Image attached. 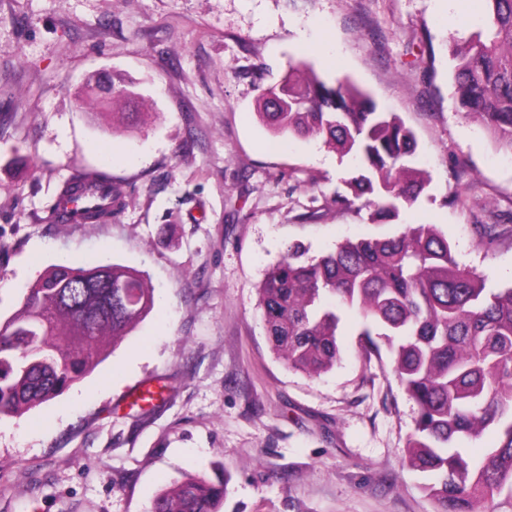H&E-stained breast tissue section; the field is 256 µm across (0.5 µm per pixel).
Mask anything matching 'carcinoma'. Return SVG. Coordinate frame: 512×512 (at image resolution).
Here are the masks:
<instances>
[{"label":"carcinoma","instance_id":"obj_1","mask_svg":"<svg viewBox=\"0 0 512 512\" xmlns=\"http://www.w3.org/2000/svg\"><path fill=\"white\" fill-rule=\"evenodd\" d=\"M481 25L453 35L457 111L480 119L512 153V0H482ZM134 84L112 78V101L133 103ZM260 120L275 134L319 138L359 167L349 194L334 203L361 202L374 224L399 218L428 184L413 164L417 142L393 112H386L348 79L331 84L303 60L261 89ZM102 202L67 211L62 201ZM47 221L100 223L121 211L126 192L104 172H74L57 191ZM289 247L259 289L268 335L288 364L308 373L339 360L340 306L360 310L378 326L394 354L400 384L419 407L408 443L412 467L430 476L424 490L435 512H480L478 504L512 495V287L489 288L485 277L459 264L434 224H409L397 236L347 240L317 260L302 262ZM112 281L113 289L85 284ZM154 289L134 268L105 264L50 266L24 293L17 314L0 320V415L30 410L58 396L106 356L145 318ZM493 427L500 438L478 461L453 447L478 440ZM224 479L191 477L157 499L153 512H219Z\"/></svg>","mask_w":512,"mask_h":512}]
</instances>
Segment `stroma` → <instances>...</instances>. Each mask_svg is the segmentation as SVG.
Returning a JSON list of instances; mask_svg holds the SVG:
<instances>
[{
    "mask_svg": "<svg viewBox=\"0 0 512 512\" xmlns=\"http://www.w3.org/2000/svg\"><path fill=\"white\" fill-rule=\"evenodd\" d=\"M479 17L480 0H0V320L62 259L129 266L155 288L90 375L0 416V512H151L174 482L219 474L220 512H434L389 348L367 355L343 307L336 365L296 370L259 287L291 245L310 261L410 224L512 285V153L453 96L448 41ZM303 57L413 131L430 181L396 223L333 205L354 160L259 120L261 88ZM104 73L134 82L137 127L101 107ZM77 170L122 185V212L48 223ZM140 386L151 399L131 398Z\"/></svg>",
    "mask_w": 512,
    "mask_h": 512,
    "instance_id": "35a3bbf8",
    "label": "stroma"
}]
</instances>
